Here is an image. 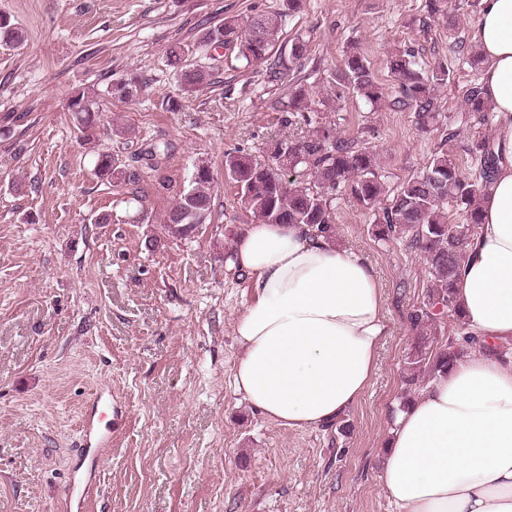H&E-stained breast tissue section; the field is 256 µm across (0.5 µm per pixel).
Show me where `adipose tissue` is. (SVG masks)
Segmentation results:
<instances>
[{"label": "adipose tissue", "mask_w": 512, "mask_h": 512, "mask_svg": "<svg viewBox=\"0 0 512 512\" xmlns=\"http://www.w3.org/2000/svg\"><path fill=\"white\" fill-rule=\"evenodd\" d=\"M472 39L498 119L497 169L455 285L480 344L399 414L383 473L396 512H512V359L492 352L512 344V0H481ZM235 262L252 288L235 326L236 390L279 426L333 424L367 389L387 333L373 266L306 225L260 221Z\"/></svg>", "instance_id": "ef3b65f1"}]
</instances>
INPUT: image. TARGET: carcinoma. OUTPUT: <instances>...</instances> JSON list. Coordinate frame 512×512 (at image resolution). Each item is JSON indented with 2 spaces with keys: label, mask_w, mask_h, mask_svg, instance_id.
Masks as SVG:
<instances>
[{
  "label": "carcinoma",
  "mask_w": 512,
  "mask_h": 512,
  "mask_svg": "<svg viewBox=\"0 0 512 512\" xmlns=\"http://www.w3.org/2000/svg\"><path fill=\"white\" fill-rule=\"evenodd\" d=\"M281 30L280 15H258L241 24L228 20L208 28L200 46L233 45L246 61L264 63ZM23 39V32L8 17L1 16L0 40L19 44ZM390 69L401 94L396 104L415 112L422 124L435 120L434 91L447 83L448 71L442 66L426 70L408 55L392 59ZM179 81L183 92L189 93L211 79L206 71L185 66L180 70ZM341 82L372 104L383 98L376 75L355 51L346 55ZM466 105L468 111L479 114V121L488 120L490 105L479 87L468 91ZM70 107L80 115L83 131L90 130L95 117L84 97L74 96ZM283 111L288 113L286 124L301 122L312 128L311 135L275 142L266 162L240 152L225 154L224 169L240 190L245 208L264 223L307 224L318 234L335 232L329 189L345 187L364 208H375L386 193L375 153L357 140L340 138L319 125L318 115L312 113L299 92L293 93ZM470 152L477 164V179L463 177L447 153L439 152L419 174L403 183L384 208L383 220L375 230L381 239L408 235V246L426 259L433 283L422 305L411 315L417 328L447 315L459 322L464 320L456 303L455 279L468 242L481 223V193L495 171L490 140H474ZM95 169L100 178L109 182L121 173L120 163L110 153L98 155ZM211 180L207 169L196 173L191 188L182 190L168 211L165 224L182 225L181 235L187 236L196 225L206 223L213 210ZM450 204L463 211L465 223L448 221ZM465 353L464 346L452 343L434 354L419 346L411 355L410 367L434 378L447 373L450 363Z\"/></svg>",
  "instance_id": "cac0c4a2"
}]
</instances>
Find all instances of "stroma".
Returning a JSON list of instances; mask_svg holds the SVG:
<instances>
[{
    "label": "stroma",
    "instance_id": "obj_1",
    "mask_svg": "<svg viewBox=\"0 0 512 512\" xmlns=\"http://www.w3.org/2000/svg\"><path fill=\"white\" fill-rule=\"evenodd\" d=\"M480 0H0L22 44L0 42V512H71L73 484L91 486L84 512H395L382 482L385 445L403 394L428 379L407 359L418 342L445 348L459 325L444 318L419 334L410 316L431 285L407 240H377L382 208L332 192L336 241L375 268L387 336L359 401L324 429L295 430L253 410L233 383L235 321L252 300L232 264L254 223L224 170L229 151L262 156L295 135L280 111L302 91L322 125L376 154L389 192L447 152L475 177L477 124L465 96L481 82L471 23ZM278 13L271 50L283 79L236 48L195 50L225 20ZM303 41L295 60L290 48ZM190 47V66L211 85L182 93L169 61ZM382 83L370 104L337 92L347 51ZM412 52L447 67L437 123L421 127L395 107L390 57ZM137 79L136 99L115 85ZM99 113L83 137L70 100ZM179 99L171 111L170 99ZM458 135L445 141L447 126ZM109 152L136 182L94 173ZM209 168L213 213L186 238L162 232L196 166ZM109 215L106 224L98 215ZM159 236V247L148 245ZM112 392L120 427L97 465L82 462L78 424L91 393Z\"/></svg>",
    "mask_w": 512,
    "mask_h": 512
}]
</instances>
